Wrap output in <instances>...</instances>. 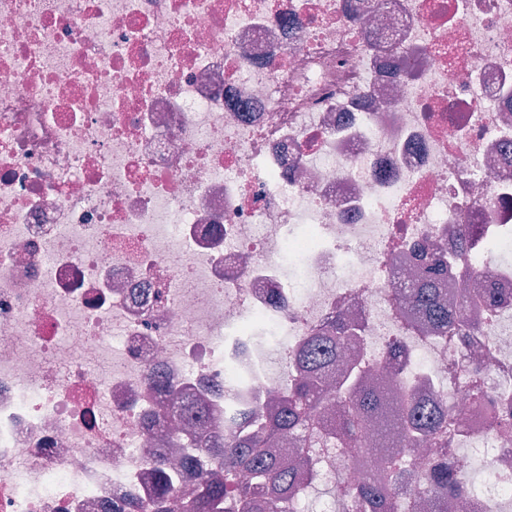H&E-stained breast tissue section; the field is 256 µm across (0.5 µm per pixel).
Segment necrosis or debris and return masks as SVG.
<instances>
[{
	"label": "necrosis or debris",
	"instance_id": "1",
	"mask_svg": "<svg viewBox=\"0 0 512 512\" xmlns=\"http://www.w3.org/2000/svg\"><path fill=\"white\" fill-rule=\"evenodd\" d=\"M459 225L447 295L489 324L466 338L393 292ZM491 239L512 245V0H0V512H154L170 409L224 433L338 318L346 357L457 415L472 512H512ZM360 446L310 455L291 502L360 512L383 462Z\"/></svg>",
	"mask_w": 512,
	"mask_h": 512
}]
</instances>
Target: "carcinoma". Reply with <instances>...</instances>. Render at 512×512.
<instances>
[{
  "label": "carcinoma",
  "instance_id": "cac0c4a2",
  "mask_svg": "<svg viewBox=\"0 0 512 512\" xmlns=\"http://www.w3.org/2000/svg\"><path fill=\"white\" fill-rule=\"evenodd\" d=\"M439 261L429 257L420 272L399 285L400 304L425 319L437 334L448 331L476 334L480 325L452 308L437 288ZM348 337L341 328L326 329L307 338L288 356V392L268 412L238 411L227 416V439L203 441L194 430L182 432L189 444L205 443L210 476L195 488L183 512H289L288 495L302 479L301 464L314 448H345L360 437L363 426L387 433L391 468L416 466L415 452L425 442L446 448L463 435L457 418L445 416L416 398L404 400L389 379L368 380L370 365L354 363L339 384L328 378ZM291 441L298 459L290 465L272 450ZM420 480L429 494L423 507L431 512H468L471 490L466 479L442 458L420 466ZM363 512H394L399 505L398 479L390 468L372 474L360 489Z\"/></svg>",
  "mask_w": 512,
  "mask_h": 512
}]
</instances>
